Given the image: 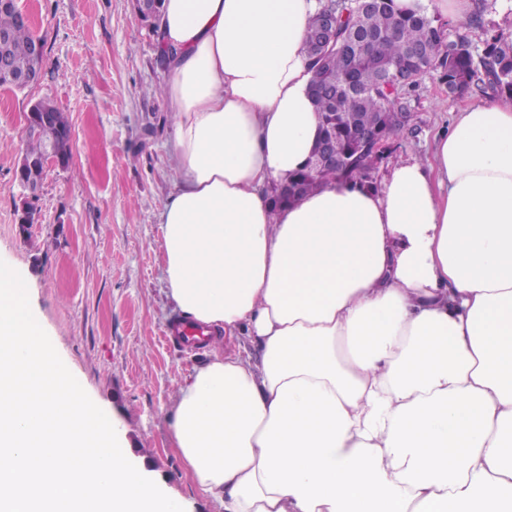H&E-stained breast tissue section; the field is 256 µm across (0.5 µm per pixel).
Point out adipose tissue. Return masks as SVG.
I'll return each instance as SVG.
<instances>
[{"label":"adipose tissue","instance_id":"obj_1","mask_svg":"<svg viewBox=\"0 0 512 512\" xmlns=\"http://www.w3.org/2000/svg\"><path fill=\"white\" fill-rule=\"evenodd\" d=\"M317 0H164L167 296L211 353L167 420L224 512H512V101L383 188L274 208L318 134Z\"/></svg>","mask_w":512,"mask_h":512}]
</instances>
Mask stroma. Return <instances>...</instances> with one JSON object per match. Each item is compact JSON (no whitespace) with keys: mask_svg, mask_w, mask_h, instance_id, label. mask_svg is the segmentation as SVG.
<instances>
[{"mask_svg":"<svg viewBox=\"0 0 512 512\" xmlns=\"http://www.w3.org/2000/svg\"><path fill=\"white\" fill-rule=\"evenodd\" d=\"M134 0H17L45 42L39 85L0 88V260L24 276L30 306L71 373L112 414L136 456L189 512H223L196 491L171 438L166 411L181 383L208 357L169 334L178 314L166 295L160 215L178 186L168 145L174 117L152 27ZM51 99L72 130L70 163L50 166L30 232L19 224L13 180L24 115ZM452 99L434 76L411 98V128L375 179L409 155L430 156L456 112L484 101Z\"/></svg>","mask_w":512,"mask_h":512,"instance_id":"obj_1","label":"stroma"}]
</instances>
